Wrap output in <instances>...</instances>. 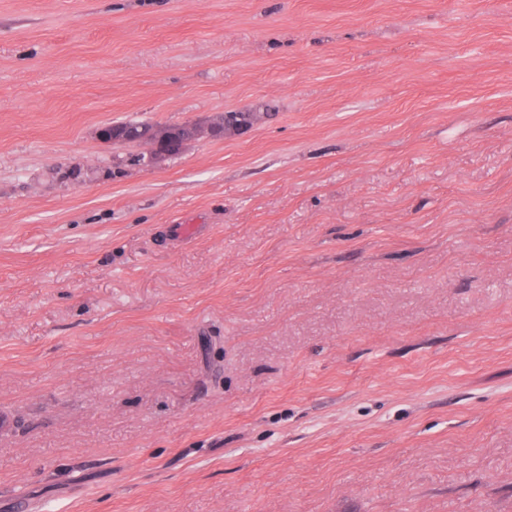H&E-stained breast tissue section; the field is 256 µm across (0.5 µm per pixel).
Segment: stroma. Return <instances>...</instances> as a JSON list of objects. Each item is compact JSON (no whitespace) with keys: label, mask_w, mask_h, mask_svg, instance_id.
<instances>
[{"label":"stroma","mask_w":512,"mask_h":512,"mask_svg":"<svg viewBox=\"0 0 512 512\" xmlns=\"http://www.w3.org/2000/svg\"><path fill=\"white\" fill-rule=\"evenodd\" d=\"M2 416L0 512H512V0H0ZM119 128L114 127V134L117 135L121 130L125 133L123 142L120 144H140L147 136L152 133L156 128L174 129L177 133H181L182 140L185 142L191 138V130L188 123L174 124L165 127H158L150 123L127 121L117 124Z\"/></svg>","instance_id":"35a3bbf8"}]
</instances>
